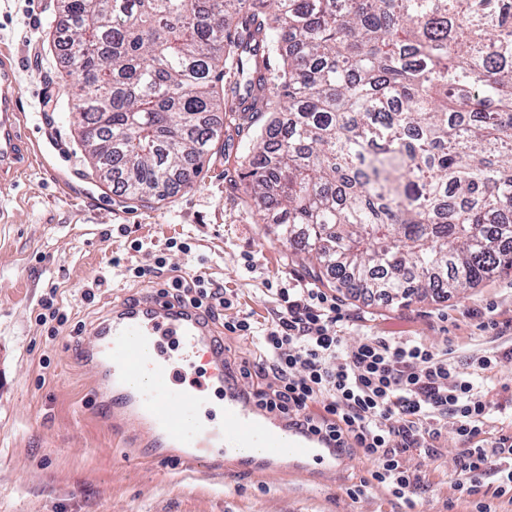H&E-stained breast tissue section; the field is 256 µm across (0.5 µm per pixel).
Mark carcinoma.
<instances>
[{
    "mask_svg": "<svg viewBox=\"0 0 512 512\" xmlns=\"http://www.w3.org/2000/svg\"><path fill=\"white\" fill-rule=\"evenodd\" d=\"M60 4L78 136L126 198L188 186L228 112L284 130L246 177L316 279L407 306L512 268V0Z\"/></svg>",
    "mask_w": 512,
    "mask_h": 512,
    "instance_id": "1",
    "label": "carcinoma"
}]
</instances>
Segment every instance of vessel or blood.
<instances>
[{
    "label": "vessel or blood",
    "mask_w": 512,
    "mask_h": 512,
    "mask_svg": "<svg viewBox=\"0 0 512 512\" xmlns=\"http://www.w3.org/2000/svg\"><path fill=\"white\" fill-rule=\"evenodd\" d=\"M17 65L0 52V174L17 168L21 143ZM86 334L78 359L93 370L99 409L113 428L138 424L153 448L190 464L220 455L241 470L288 467L325 472L344 462L339 449L303 433L255 405L224 369V331L189 307L152 295L113 302ZM177 337L181 349L165 355L161 339ZM224 399V418L201 417L213 389Z\"/></svg>",
    "instance_id": "obj_1"
}]
</instances>
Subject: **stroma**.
<instances>
[{"label": "stroma", "instance_id": "1", "mask_svg": "<svg viewBox=\"0 0 512 512\" xmlns=\"http://www.w3.org/2000/svg\"><path fill=\"white\" fill-rule=\"evenodd\" d=\"M57 0H0V49L20 61L25 132L35 146L0 192V512H474L454 489L463 444L452 419L441 423L435 453L410 451L404 463L427 485L413 504L373 484V464L353 450L333 478L243 474L211 467L192 472L139 446L100 415L93 381L75 358V324L97 320L114 297L153 291L176 275H200L231 294L235 310L271 321L278 283H311L309 262L258 223L245 179V152L232 125L194 183L165 201H126L84 160L75 134V79L60 65ZM52 97L42 109L43 97ZM188 242L190 253L179 250ZM167 264L133 278L123 267ZM256 268H245L246 256ZM122 267L110 270L112 257ZM107 281L96 285L99 274ZM68 321L49 335L35 316L50 286ZM93 300H86V293ZM346 321L348 345L368 334L416 338L448 354L461 372L483 351L512 349V270L460 297L407 307L377 295L348 298L326 287ZM486 389L495 406L492 434H512V362ZM366 484L358 500L348 487Z\"/></svg>", "mask_w": 512, "mask_h": 512}]
</instances>
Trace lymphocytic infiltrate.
I'll return each mask as SVG.
<instances>
[{"instance_id": "obj_1", "label": "lymphocytic infiltrate", "mask_w": 512, "mask_h": 512, "mask_svg": "<svg viewBox=\"0 0 512 512\" xmlns=\"http://www.w3.org/2000/svg\"><path fill=\"white\" fill-rule=\"evenodd\" d=\"M159 293L210 314L233 306L223 289L201 276L170 277ZM276 294L280 308L270 323L248 314L224 321L226 333L251 341L257 350L256 367L243 363L238 373L258 376L249 395L259 405L336 447L361 449L373 463L372 480L407 503L422 484L405 466V454L432 452L441 421L452 418L465 444L458 494L475 498L476 512H493L479 497L490 473L497 478L495 496L512 493V435L489 437L493 405L483 389L487 372L511 361V351L472 357L471 372L463 373L446 354L414 339L365 336L350 347L333 298L294 286Z\"/></svg>"}]
</instances>
